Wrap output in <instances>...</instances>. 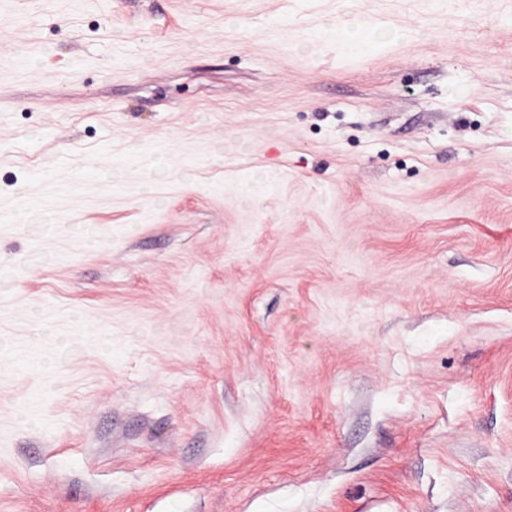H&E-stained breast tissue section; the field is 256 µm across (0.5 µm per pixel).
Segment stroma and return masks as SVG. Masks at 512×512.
Segmentation results:
<instances>
[{
  "instance_id": "obj_1",
  "label": "stroma",
  "mask_w": 512,
  "mask_h": 512,
  "mask_svg": "<svg viewBox=\"0 0 512 512\" xmlns=\"http://www.w3.org/2000/svg\"><path fill=\"white\" fill-rule=\"evenodd\" d=\"M0 512H512V0H0Z\"/></svg>"
}]
</instances>
